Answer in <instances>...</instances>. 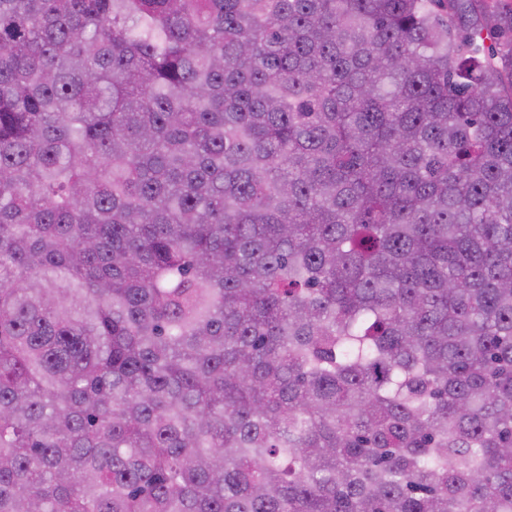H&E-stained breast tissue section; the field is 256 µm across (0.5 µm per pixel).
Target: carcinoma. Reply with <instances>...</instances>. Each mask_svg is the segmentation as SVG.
Returning a JSON list of instances; mask_svg holds the SVG:
<instances>
[{
    "mask_svg": "<svg viewBox=\"0 0 512 512\" xmlns=\"http://www.w3.org/2000/svg\"><path fill=\"white\" fill-rule=\"evenodd\" d=\"M504 33L0 0V512H512Z\"/></svg>",
    "mask_w": 512,
    "mask_h": 512,
    "instance_id": "1",
    "label": "carcinoma"
}]
</instances>
